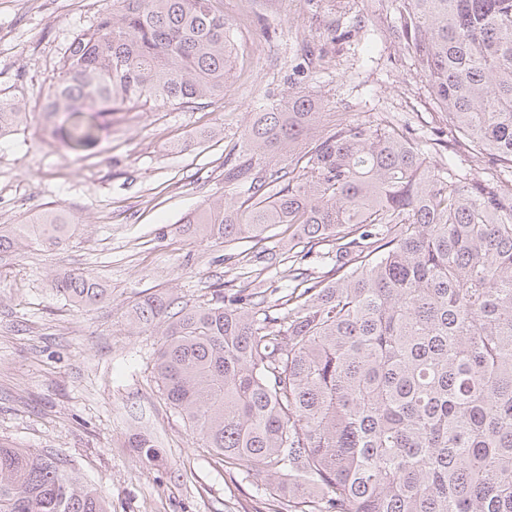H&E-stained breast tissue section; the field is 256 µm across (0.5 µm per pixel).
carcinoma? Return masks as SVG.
Returning <instances> with one entry per match:
<instances>
[{"label":"carcinoma","mask_w":512,"mask_h":512,"mask_svg":"<svg viewBox=\"0 0 512 512\" xmlns=\"http://www.w3.org/2000/svg\"><path fill=\"white\" fill-rule=\"evenodd\" d=\"M213 2L107 0L65 49L44 112L68 114L84 147L87 112L193 110L224 93L234 46ZM394 2L389 37L416 59L454 145L483 158L480 175L430 163L443 143L389 116L319 133L323 113L290 91L224 169L238 197L184 220L226 246L286 226L288 250L242 258L284 267L281 307L240 288L173 314L149 298L135 316L164 326L153 373L169 404L225 464L264 474L284 512H512V0ZM27 117L0 93V139ZM71 229L45 209L0 224V249ZM54 287L77 308L107 293L77 273ZM130 447L158 459L142 435ZM0 512L110 510L59 455L0 441Z\"/></svg>","instance_id":"cac0c4a2"}]
</instances>
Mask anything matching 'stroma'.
I'll return each mask as SVG.
<instances>
[{"label":"stroma","instance_id":"35a3bbf8","mask_svg":"<svg viewBox=\"0 0 512 512\" xmlns=\"http://www.w3.org/2000/svg\"><path fill=\"white\" fill-rule=\"evenodd\" d=\"M237 47L223 95L195 110L161 106L99 112L96 141L70 143L42 108L64 49L95 24L103 0H0V92L28 123L0 139V224L47 208L72 219L58 247L0 253V439L53 451L93 484L111 512H269L263 475L229 469L196 439L152 373L161 327L131 321L145 298L176 307L248 287L223 244L183 219L224 195V161L255 112L311 95L346 121L392 113L449 140L414 58L391 43L392 0H215ZM75 272L109 300L74 307L53 283ZM161 460L142 463L130 434Z\"/></svg>","mask_w":512,"mask_h":512}]
</instances>
